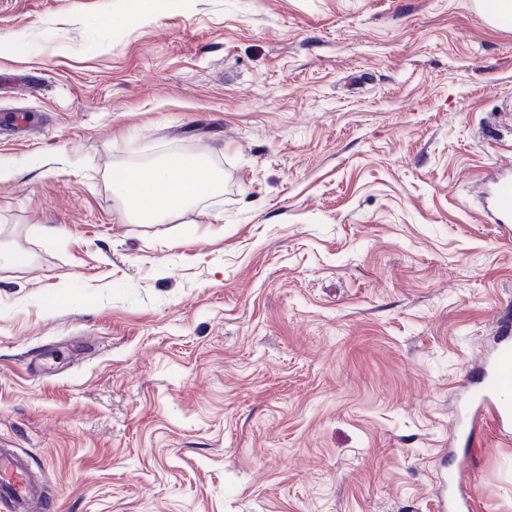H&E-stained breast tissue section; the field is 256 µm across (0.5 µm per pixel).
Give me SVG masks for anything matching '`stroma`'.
Instances as JSON below:
<instances>
[{
    "instance_id": "obj_1",
    "label": "stroma",
    "mask_w": 512,
    "mask_h": 512,
    "mask_svg": "<svg viewBox=\"0 0 512 512\" xmlns=\"http://www.w3.org/2000/svg\"><path fill=\"white\" fill-rule=\"evenodd\" d=\"M481 2L0 0V440L57 512H512ZM205 151L220 193L127 220L120 168ZM496 350L491 360L476 365L481 380L474 388L475 399L493 419L503 435L512 427V326L510 320L501 322Z\"/></svg>"
}]
</instances>
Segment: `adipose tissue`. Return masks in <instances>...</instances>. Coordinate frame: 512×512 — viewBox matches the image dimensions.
<instances>
[{
  "label": "adipose tissue",
  "instance_id": "ef3b65f1",
  "mask_svg": "<svg viewBox=\"0 0 512 512\" xmlns=\"http://www.w3.org/2000/svg\"><path fill=\"white\" fill-rule=\"evenodd\" d=\"M115 186L129 218L136 223L158 222L221 189L220 180L205 156L190 164L173 159L160 166L129 167L119 174Z\"/></svg>",
  "mask_w": 512,
  "mask_h": 512
}]
</instances>
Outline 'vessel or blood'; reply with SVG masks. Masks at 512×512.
Instances as JSON below:
<instances>
[{"label": "vessel or blood", "instance_id": "b4317fda", "mask_svg": "<svg viewBox=\"0 0 512 512\" xmlns=\"http://www.w3.org/2000/svg\"><path fill=\"white\" fill-rule=\"evenodd\" d=\"M493 208L499 222L512 219V174H502L497 180ZM476 369L481 379L474 396L499 432L507 433L512 428V322H501L493 358L480 361ZM1 504L9 512H55L27 460L7 447L0 448Z\"/></svg>", "mask_w": 512, "mask_h": 512}]
</instances>
